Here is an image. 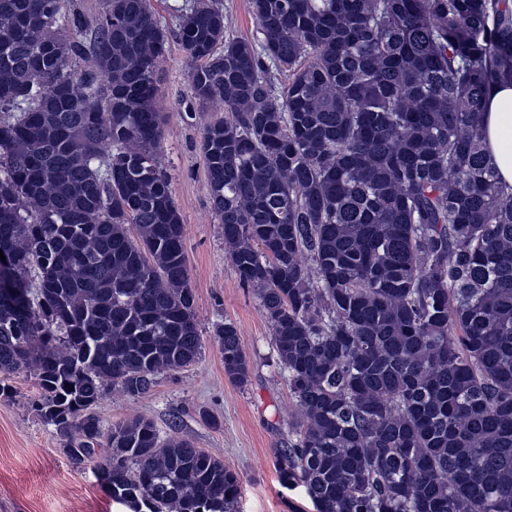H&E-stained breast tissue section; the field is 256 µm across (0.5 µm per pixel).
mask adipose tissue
I'll return each instance as SVG.
<instances>
[{
    "label": "adipose tissue",
    "instance_id": "adipose-tissue-1",
    "mask_svg": "<svg viewBox=\"0 0 512 512\" xmlns=\"http://www.w3.org/2000/svg\"><path fill=\"white\" fill-rule=\"evenodd\" d=\"M484 152L496 167L499 180L512 188V82H498L482 117Z\"/></svg>",
    "mask_w": 512,
    "mask_h": 512
}]
</instances>
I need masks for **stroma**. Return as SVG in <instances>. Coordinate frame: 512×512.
I'll return each mask as SVG.
<instances>
[{
	"label": "stroma",
	"instance_id": "1",
	"mask_svg": "<svg viewBox=\"0 0 512 512\" xmlns=\"http://www.w3.org/2000/svg\"><path fill=\"white\" fill-rule=\"evenodd\" d=\"M224 13L225 34L251 40L257 23L250 0H209ZM194 63L179 43L157 65L160 106L166 116L159 158L184 224L189 286L196 297L203 353L187 367L161 375L147 395L131 398L112 390L98 407L104 427L136 417L151 420L161 436L176 435L224 461L239 481L233 512H315L303 489L283 488L273 449L287 440L298 413L286 379L272 363L271 328L254 288L243 285L224 247L212 209L204 126L223 117L216 104L199 107L188 73ZM233 321L250 361L246 388L224 375L216 324ZM17 394L0 399V512H129L100 485L92 466L74 467L52 426L33 407L32 379L14 381Z\"/></svg>",
	"mask_w": 512,
	"mask_h": 512
}]
</instances>
